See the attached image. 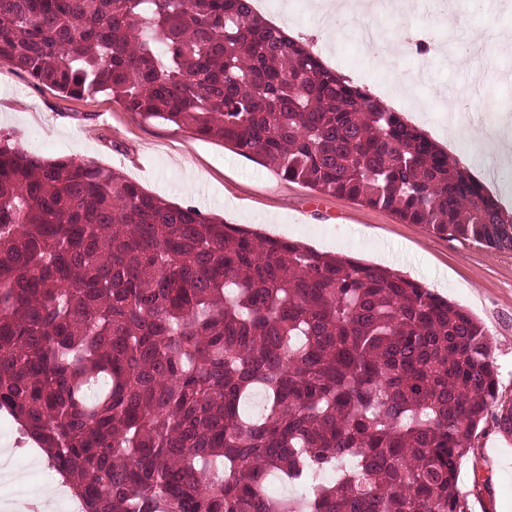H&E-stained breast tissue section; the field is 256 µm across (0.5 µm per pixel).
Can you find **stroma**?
I'll list each match as a JSON object with an SVG mask.
<instances>
[{"label":"stroma","mask_w":512,"mask_h":512,"mask_svg":"<svg viewBox=\"0 0 512 512\" xmlns=\"http://www.w3.org/2000/svg\"><path fill=\"white\" fill-rule=\"evenodd\" d=\"M261 14L291 29L324 62L434 131L448 127L443 96L473 99L477 125L501 124L512 109V49L500 32H512V7L505 0H461L456 33L438 23L430 0H414L400 16L382 12L370 22L384 43L400 26L427 31L429 50L404 51L373 62V46L347 24L338 36L320 37L313 0H267ZM483 41L469 62L454 61L472 31ZM0 130L18 145L46 156H72L119 170L150 193L193 205L228 224H248L271 236L297 241L319 252H336L380 263L385 250L405 253L399 269L408 277L468 309L493 342L499 391L512 399V251L434 234L421 224L402 223L390 212L348 197L319 193L162 120L125 110L108 96L71 98L35 85L10 61L0 60ZM455 153L491 179L493 195L512 212V166L466 135ZM464 458L458 488L465 512H512V440L485 423Z\"/></svg>","instance_id":"stroma-1"}]
</instances>
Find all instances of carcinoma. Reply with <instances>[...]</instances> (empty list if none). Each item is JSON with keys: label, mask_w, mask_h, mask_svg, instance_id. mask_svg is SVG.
Here are the masks:
<instances>
[{"label": "carcinoma", "mask_w": 512, "mask_h": 512, "mask_svg": "<svg viewBox=\"0 0 512 512\" xmlns=\"http://www.w3.org/2000/svg\"><path fill=\"white\" fill-rule=\"evenodd\" d=\"M1 58L512 250L482 185L252 0H0ZM0 412L85 512H462L478 428L512 438L489 336L460 305L2 131ZM273 472L297 492L268 494Z\"/></svg>", "instance_id": "carcinoma-1"}]
</instances>
